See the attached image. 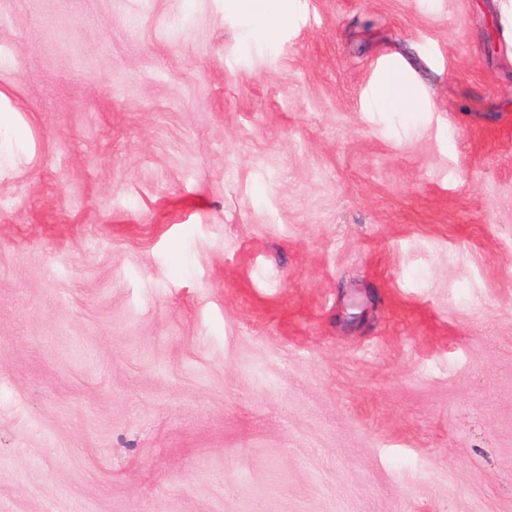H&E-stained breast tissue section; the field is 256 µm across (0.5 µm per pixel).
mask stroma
<instances>
[{"mask_svg":"<svg viewBox=\"0 0 512 512\" xmlns=\"http://www.w3.org/2000/svg\"><path fill=\"white\" fill-rule=\"evenodd\" d=\"M285 3L0 0V512H512V0ZM250 1L248 6L250 7H262V13L259 14L261 17L260 32L266 39H272L277 36L280 28L288 25L290 20V14L288 8H284L280 5L274 14H267V5L264 0H247ZM375 93L382 106L388 105L398 112H418L422 106L417 90L402 82L395 74L382 82Z\"/></svg>","mask_w":512,"mask_h":512,"instance_id":"obj_1","label":"stroma"}]
</instances>
